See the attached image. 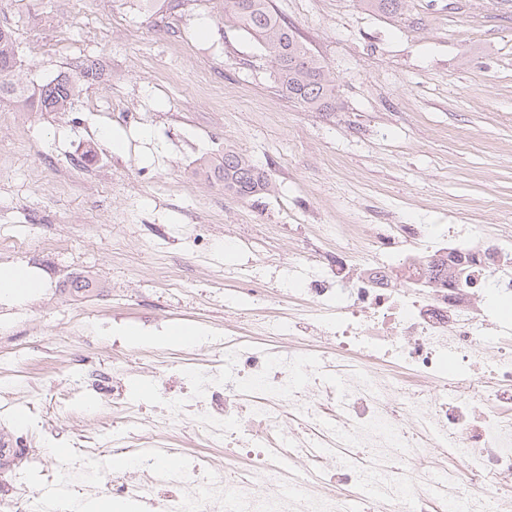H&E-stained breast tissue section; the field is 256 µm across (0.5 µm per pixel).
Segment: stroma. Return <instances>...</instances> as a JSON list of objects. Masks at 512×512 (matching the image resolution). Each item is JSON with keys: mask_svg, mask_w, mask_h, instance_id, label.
<instances>
[{"mask_svg": "<svg viewBox=\"0 0 512 512\" xmlns=\"http://www.w3.org/2000/svg\"><path fill=\"white\" fill-rule=\"evenodd\" d=\"M223 8L159 0L147 15L138 0H0L25 80L43 83L83 58L110 74L73 111H0V267L26 266L44 282L0 301V379L20 383L0 396V496L20 499L48 480L16 454L28 429L41 434L35 452L62 466L113 434L154 431L165 391H195L201 373L222 378L225 336L276 320L288 306L283 280L310 274L315 225L497 234L512 217V0H407L394 15L360 0H272L333 75L328 112L288 99L257 39L225 25ZM104 128L121 134L123 151ZM228 146L275 193L240 199L196 175L200 158ZM61 168L75 186L58 184ZM50 236L56 247H44ZM73 274L98 288L63 287ZM244 288L260 294L242 305ZM180 324L205 339L186 349L195 370L166 380L153 344H130L125 331L160 336ZM88 361L120 368L122 393H98ZM141 382L150 395L137 393Z\"/></svg>", "mask_w": 512, "mask_h": 512, "instance_id": "stroma-1", "label": "stroma"}]
</instances>
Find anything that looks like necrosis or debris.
Instances as JSON below:
<instances>
[{
	"label": "necrosis or debris",
	"instance_id": "necrosis-or-debris-1",
	"mask_svg": "<svg viewBox=\"0 0 512 512\" xmlns=\"http://www.w3.org/2000/svg\"><path fill=\"white\" fill-rule=\"evenodd\" d=\"M343 245L318 251L316 273L288 283L294 310L318 311L314 335L289 331L283 350L224 347L227 384L194 402L171 398L161 425L191 420L222 467L168 465L167 439L113 440L143 479L107 466L94 484L153 512H512V234L452 224H340ZM359 246L360 267L344 255ZM467 260L469 284L423 275L425 263ZM492 354L485 362L484 354ZM453 466H445V459ZM171 488L168 496L158 495Z\"/></svg>",
	"mask_w": 512,
	"mask_h": 512
}]
</instances>
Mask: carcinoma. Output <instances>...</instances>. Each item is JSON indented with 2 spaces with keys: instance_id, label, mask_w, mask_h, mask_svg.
I'll list each match as a JSON object with an SVG mask.
<instances>
[{
  "instance_id": "cac0c4a2",
  "label": "carcinoma",
  "mask_w": 512,
  "mask_h": 512,
  "mask_svg": "<svg viewBox=\"0 0 512 512\" xmlns=\"http://www.w3.org/2000/svg\"><path fill=\"white\" fill-rule=\"evenodd\" d=\"M372 12L395 14L405 0H361ZM224 18L255 37L276 67L278 83L289 98L314 111L335 108L333 79L288 24L273 11L270 0H224ZM22 55L10 29L0 28V104L8 102L22 112H67L94 73L60 72L43 84L22 80ZM199 172L215 186L246 199L268 194L275 185L245 153L224 149L218 161L199 159Z\"/></svg>"
}]
</instances>
